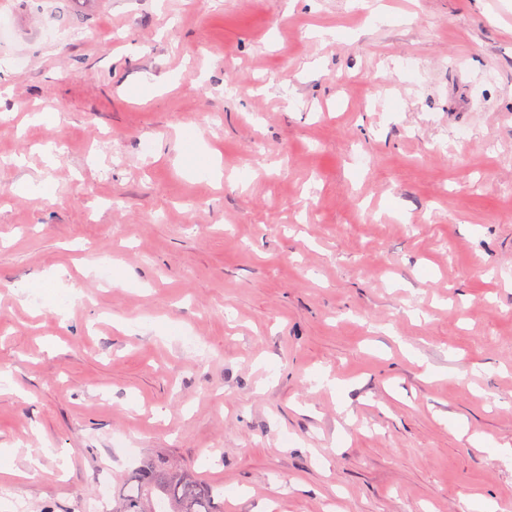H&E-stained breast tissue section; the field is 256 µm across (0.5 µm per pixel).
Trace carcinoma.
<instances>
[{"label": "carcinoma", "instance_id": "cac0c4a2", "mask_svg": "<svg viewBox=\"0 0 512 512\" xmlns=\"http://www.w3.org/2000/svg\"><path fill=\"white\" fill-rule=\"evenodd\" d=\"M219 489L188 469L144 464L112 493V512H220Z\"/></svg>", "mask_w": 512, "mask_h": 512}]
</instances>
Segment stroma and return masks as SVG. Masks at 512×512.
<instances>
[{
    "label": "stroma",
    "instance_id": "stroma-1",
    "mask_svg": "<svg viewBox=\"0 0 512 512\" xmlns=\"http://www.w3.org/2000/svg\"><path fill=\"white\" fill-rule=\"evenodd\" d=\"M1 25L0 512L144 458L224 512H512V0Z\"/></svg>",
    "mask_w": 512,
    "mask_h": 512
}]
</instances>
